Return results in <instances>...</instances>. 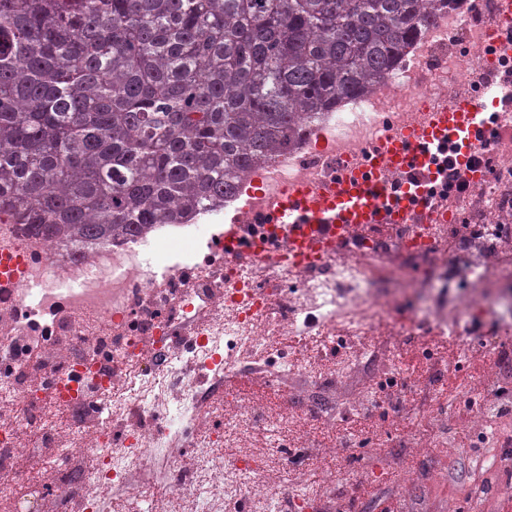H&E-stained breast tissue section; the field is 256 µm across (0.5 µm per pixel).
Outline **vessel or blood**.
<instances>
[{
	"label": "vessel or blood",
	"instance_id": "obj_1",
	"mask_svg": "<svg viewBox=\"0 0 512 512\" xmlns=\"http://www.w3.org/2000/svg\"><path fill=\"white\" fill-rule=\"evenodd\" d=\"M487 107L481 95L457 98L429 124L381 143L364 169L337 178L321 195L306 187L288 195L277 214L287 233L285 246L249 247L246 255L307 270L342 241L347 225L436 222L438 158L446 156L448 172L477 178L470 158L487 142Z\"/></svg>",
	"mask_w": 512,
	"mask_h": 512
}]
</instances>
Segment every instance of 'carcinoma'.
Masks as SVG:
<instances>
[{
    "mask_svg": "<svg viewBox=\"0 0 512 512\" xmlns=\"http://www.w3.org/2000/svg\"><path fill=\"white\" fill-rule=\"evenodd\" d=\"M426 19L424 0H0V208L72 243L191 219Z\"/></svg>",
    "mask_w": 512,
    "mask_h": 512,
    "instance_id": "1",
    "label": "carcinoma"
}]
</instances>
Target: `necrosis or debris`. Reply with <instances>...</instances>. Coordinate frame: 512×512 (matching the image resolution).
<instances>
[{"mask_svg": "<svg viewBox=\"0 0 512 512\" xmlns=\"http://www.w3.org/2000/svg\"><path fill=\"white\" fill-rule=\"evenodd\" d=\"M507 0H456L432 13L424 33L369 91L316 113L284 155L250 168L223 204L183 224L91 246L26 236L0 209V512H107L105 491L147 496L163 477L194 512H224L225 501L276 507L262 458L211 449L267 424L261 407L224 410V356L252 353L254 370L275 365L309 375L310 399L325 400L333 374L385 354L373 312L393 291L426 292L411 276L431 265L447 241L471 269L496 267L497 294L512 299V269L497 264L512 239V114L497 112L490 160L469 194L445 200L444 217L414 234L408 224H367L312 269L267 259H232L224 227L245 212L263 214L288 192L356 166L382 136L417 124L455 96L512 70V42L493 30ZM388 252L394 264L367 274ZM320 336L327 356L278 357L270 330ZM367 336L368 347L336 357L338 336ZM138 376L127 383L129 367ZM67 421L58 424L55 412ZM39 441L43 472L32 481L20 460L26 437ZM222 497L199 498L202 486Z\"/></svg>", "mask_w": 512, "mask_h": 512, "instance_id": "necrosis-or-debris-1", "label": "necrosis or debris"}]
</instances>
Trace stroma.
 Segmentation results:
<instances>
[{"label":"stroma","instance_id":"35a3bbf8","mask_svg":"<svg viewBox=\"0 0 512 512\" xmlns=\"http://www.w3.org/2000/svg\"><path fill=\"white\" fill-rule=\"evenodd\" d=\"M383 318L397 331L386 343V361L362 377H338L326 412L302 405L293 382L258 379L246 370L228 372L227 394L292 420L290 429L308 469L301 481L288 483L281 478L280 464H271L266 473L283 512H382L388 501L397 512H499L501 497L512 495V454L499 446L481 447L472 426L474 401L486 382L512 394V337L505 335L506 322L493 309L475 306L462 317V325L492 334L496 345L478 360L469 339H460V355L450 362L437 350L447 329L409 303L389 308ZM417 362L425 366L418 382L409 372ZM453 367L463 396L438 404L437 390ZM369 386L390 400L388 407L366 409L375 420L369 446L333 439L339 413L354 412Z\"/></svg>","mask_w":512,"mask_h":512}]
</instances>
